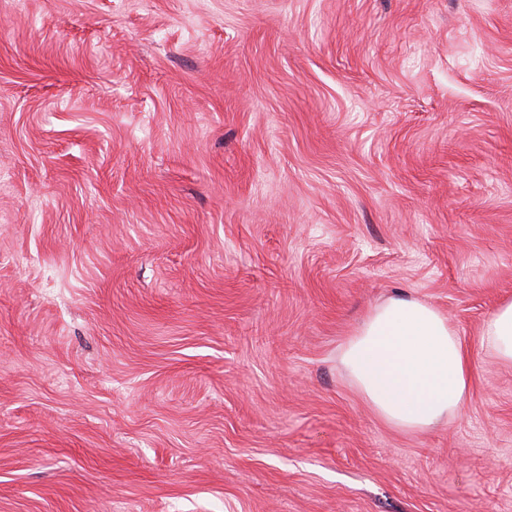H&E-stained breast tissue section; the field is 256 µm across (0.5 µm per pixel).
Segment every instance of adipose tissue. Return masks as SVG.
<instances>
[{
    "instance_id": "obj_1",
    "label": "adipose tissue",
    "mask_w": 512,
    "mask_h": 512,
    "mask_svg": "<svg viewBox=\"0 0 512 512\" xmlns=\"http://www.w3.org/2000/svg\"><path fill=\"white\" fill-rule=\"evenodd\" d=\"M481 342L512 364V301L485 321ZM341 360L376 414L404 431L446 423L468 396L464 345L447 318L418 299L394 297L374 308L346 340Z\"/></svg>"
}]
</instances>
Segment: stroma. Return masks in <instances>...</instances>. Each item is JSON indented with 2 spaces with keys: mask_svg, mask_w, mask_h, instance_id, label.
Instances as JSON below:
<instances>
[{
  "mask_svg": "<svg viewBox=\"0 0 512 512\" xmlns=\"http://www.w3.org/2000/svg\"><path fill=\"white\" fill-rule=\"evenodd\" d=\"M448 317L447 425L341 349ZM512 0H0V512H512ZM341 360L376 414L404 431L447 423L468 396L470 361L457 331L418 299L394 297L374 308ZM482 345L504 363L512 364V301L498 306L481 330Z\"/></svg>",
  "mask_w": 512,
  "mask_h": 512,
  "instance_id": "obj_1",
  "label": "stroma"
}]
</instances>
